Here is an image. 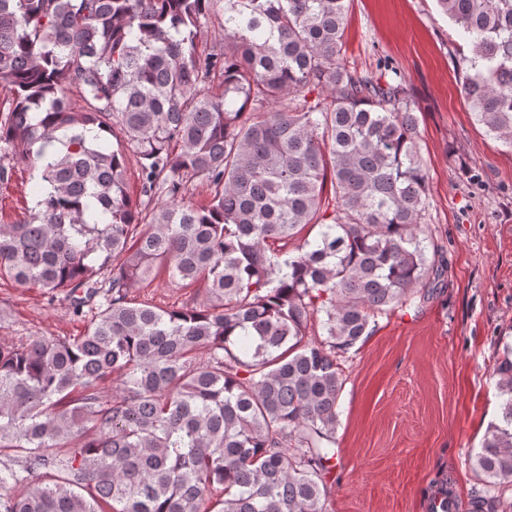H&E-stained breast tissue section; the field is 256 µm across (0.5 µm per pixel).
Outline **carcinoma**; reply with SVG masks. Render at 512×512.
<instances>
[{"label":"carcinoma","mask_w":512,"mask_h":512,"mask_svg":"<svg viewBox=\"0 0 512 512\" xmlns=\"http://www.w3.org/2000/svg\"><path fill=\"white\" fill-rule=\"evenodd\" d=\"M349 2L0 0V183L14 159L39 172L28 217L0 224V279L90 316L0 336V512H326L338 358L443 274L415 105L388 60L390 80L342 62ZM436 2L476 121L512 148V0ZM216 9L224 47L200 51ZM195 179L204 206L184 200ZM161 270L207 302L130 297ZM495 375L473 512H512L511 345Z\"/></svg>","instance_id":"carcinoma-1"}]
</instances>
